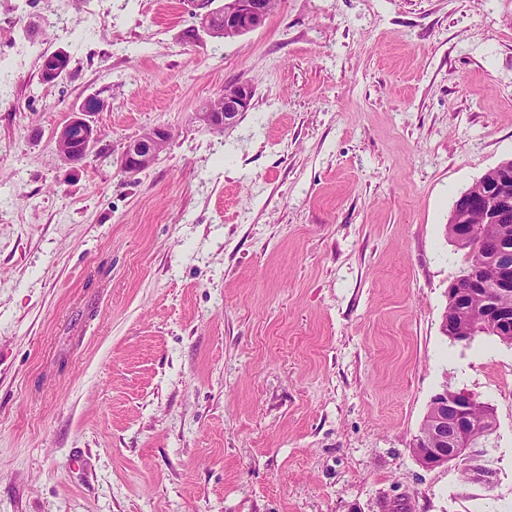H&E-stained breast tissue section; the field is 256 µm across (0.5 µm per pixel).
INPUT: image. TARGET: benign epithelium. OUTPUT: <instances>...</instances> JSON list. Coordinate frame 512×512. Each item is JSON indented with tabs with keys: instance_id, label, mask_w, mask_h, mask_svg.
I'll return each instance as SVG.
<instances>
[{
	"instance_id": "7a95c632",
	"label": "benign epithelium",
	"mask_w": 512,
	"mask_h": 512,
	"mask_svg": "<svg viewBox=\"0 0 512 512\" xmlns=\"http://www.w3.org/2000/svg\"><path fill=\"white\" fill-rule=\"evenodd\" d=\"M270 15L269 0H224L220 7L207 11L201 17L202 27L213 38H222L229 32L243 35L263 26ZM68 66V58L58 51L47 56L42 63L44 81L54 82L61 78ZM253 97L252 89L236 83L224 91L219 98L221 107L206 108L197 118L207 127L222 131L233 125L238 116L247 111ZM88 101L70 112L68 119L56 132L55 143L60 146L58 154L67 164H79L92 153L98 130L92 115L100 107L87 109ZM171 139V131L165 127H154L130 141L120 157L123 171L136 175L148 168ZM512 223V161L501 162L489 169L480 181L462 192L455 200L448 224L450 239L458 247L466 244L478 231L481 224ZM490 269L501 286V300L486 310L485 319L502 336H512V258L499 254L492 258ZM464 318L443 315L445 335L453 342L464 345L470 338L458 335ZM479 401L471 394L443 389L434 395L435 412L432 415L430 436L432 445L419 456L420 464L427 468L447 466L458 462L468 452L475 439L472 410Z\"/></svg>"
}]
</instances>
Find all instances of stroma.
I'll use <instances>...</instances> for the list:
<instances>
[{"label":"stroma","mask_w":512,"mask_h":512,"mask_svg":"<svg viewBox=\"0 0 512 512\" xmlns=\"http://www.w3.org/2000/svg\"><path fill=\"white\" fill-rule=\"evenodd\" d=\"M82 4L0 0V55L37 48L0 79V512H512V346L441 330L452 205L512 159V0H280L226 39ZM446 387L495 410L488 498L411 451ZM68 66V58L64 56V52L57 51L56 54L47 56L42 63L41 72L44 81L54 82L61 78L64 69ZM230 85L225 86L224 89L229 88ZM253 97L252 89L243 83H236L227 90H224V95L218 98L221 102V107L216 109L205 108L202 112H198L197 118L207 127L222 131L224 128L232 126L238 116L242 112H246L250 107V102ZM87 98L70 112L68 119L56 132L55 143L60 158L67 164H79L92 153L97 141L98 130L92 115L101 107L100 101H94V108L87 109ZM61 146V149L58 146ZM171 139V131L165 127H154L130 141L120 157L123 171L136 175L148 168Z\"/></svg>","instance_id":"1"}]
</instances>
